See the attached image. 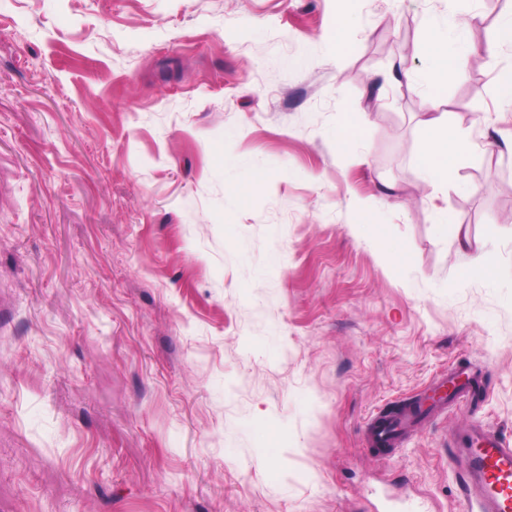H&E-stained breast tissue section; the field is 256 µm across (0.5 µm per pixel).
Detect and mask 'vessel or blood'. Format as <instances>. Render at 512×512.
Here are the masks:
<instances>
[{
    "instance_id": "1",
    "label": "vessel or blood",
    "mask_w": 512,
    "mask_h": 512,
    "mask_svg": "<svg viewBox=\"0 0 512 512\" xmlns=\"http://www.w3.org/2000/svg\"><path fill=\"white\" fill-rule=\"evenodd\" d=\"M464 396L477 400L481 392L470 384L468 373L454 371L435 379L421 401L425 409L435 413ZM421 421L420 415L409 414L390 432L370 423L364 429L366 444L375 448L398 446ZM454 453L463 462L459 481L462 503L477 512H512V445L476 425L465 431Z\"/></svg>"
}]
</instances>
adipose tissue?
I'll use <instances>...</instances> for the list:
<instances>
[{
  "instance_id": "adipose-tissue-1",
  "label": "adipose tissue",
  "mask_w": 512,
  "mask_h": 512,
  "mask_svg": "<svg viewBox=\"0 0 512 512\" xmlns=\"http://www.w3.org/2000/svg\"><path fill=\"white\" fill-rule=\"evenodd\" d=\"M426 54L429 66L424 73V81L433 95H440L442 89L455 73L459 55L476 51L477 46L467 29H459L455 34L428 23L423 27ZM427 126L434 133L428 145L418 155V165L427 177L437 185L447 184L453 175L463 149L466 136L458 125L450 119L448 113L440 112L427 119ZM438 221L444 230L461 248L467 251L465 270L467 274L477 277H491L494 268L489 255L482 248H471L466 234L460 224L449 219L447 210H439Z\"/></svg>"
}]
</instances>
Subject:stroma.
<instances>
[{"instance_id": "1", "label": "stroma", "mask_w": 512, "mask_h": 512, "mask_svg": "<svg viewBox=\"0 0 512 512\" xmlns=\"http://www.w3.org/2000/svg\"><path fill=\"white\" fill-rule=\"evenodd\" d=\"M511 13L0 0V512H462L456 435L512 444V46L463 55L439 102L422 25L490 37ZM397 60L412 80H382ZM430 112L473 145L448 187L417 163ZM439 206L494 277L465 273ZM462 367L481 404L366 446Z\"/></svg>"}]
</instances>
